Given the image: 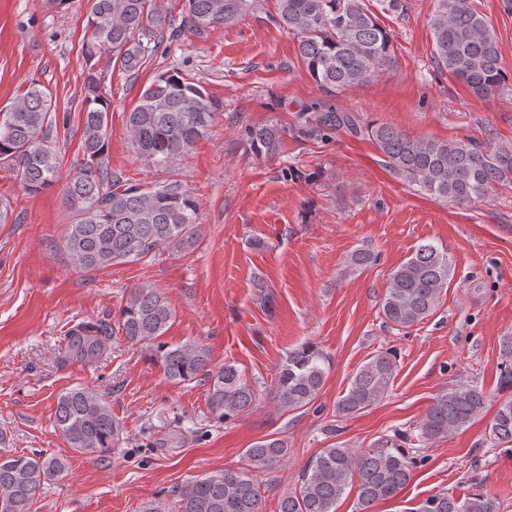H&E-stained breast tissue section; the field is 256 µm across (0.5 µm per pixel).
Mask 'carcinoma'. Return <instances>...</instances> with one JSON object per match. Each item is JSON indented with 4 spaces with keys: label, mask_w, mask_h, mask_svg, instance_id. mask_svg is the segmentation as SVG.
<instances>
[{
    "label": "carcinoma",
    "mask_w": 512,
    "mask_h": 512,
    "mask_svg": "<svg viewBox=\"0 0 512 512\" xmlns=\"http://www.w3.org/2000/svg\"><path fill=\"white\" fill-rule=\"evenodd\" d=\"M90 35L82 44L87 69L83 103L82 153L73 171L62 175L56 145L57 115L52 96L35 83L12 104L0 108V163L24 190L37 195L57 185L73 223L67 225L63 251L83 271L146 259L160 247L193 243L197 205L181 182L150 187L112 170L108 159L111 103L102 92L98 58L108 54L122 72L135 74L183 29L201 32L231 25L259 10L257 0H186L181 20L160 15L153 0H87ZM278 23L298 41V52L312 80L323 90H342L374 80L395 56L392 34L365 0H277ZM433 58L440 69L475 95L494 97L508 83L501 64L498 35L472 0H439L431 18ZM221 109L204 90L179 71L158 74L127 113L126 125L139 154L155 165L185 156L218 118ZM293 134L301 140L328 141L341 132L369 140L381 165L413 189L443 202L470 204L496 186L512 182V150L473 140L415 139L386 123L361 124L355 112L310 103L296 112ZM283 130L276 123L246 130L250 151L271 158L281 151ZM374 262L368 250L353 251L345 272L354 274ZM448 252L433 243L419 245L394 268L380 312L384 323L409 329L430 316L448 288ZM173 311L161 292L140 286L120 308L115 326L87 322L65 335L63 359L95 364L105 336L117 332L144 343L150 360L170 381L199 377L208 383L207 411L217 423L251 411L263 382L250 381L233 362L211 364L203 345L170 346L165 335ZM500 385L512 390V332L500 342ZM330 368L320 348L305 343L288 351L273 382V399L285 411L299 410L319 395ZM397 353L379 350L351 377L336 403V414L351 417L388 393L397 375ZM481 388L459 382L441 390L420 424V438L444 439L468 426L484 410ZM54 425L73 450L99 458L112 451L121 428L103 398L81 386L59 394ZM498 444L512 443V399L503 402L489 425ZM288 455L281 438L257 441L245 450V467L206 474L174 491L175 512H264L265 489L253 473L279 466ZM416 457L398 439L383 437L370 448L331 446L306 464L298 489L279 502V512H336L346 490L356 487L359 512L397 496L411 481ZM68 463L57 456L24 453L0 461V512H29L43 486L66 476ZM411 512H497L484 493L463 499L445 493L423 499Z\"/></svg>",
    "instance_id": "1"
}]
</instances>
